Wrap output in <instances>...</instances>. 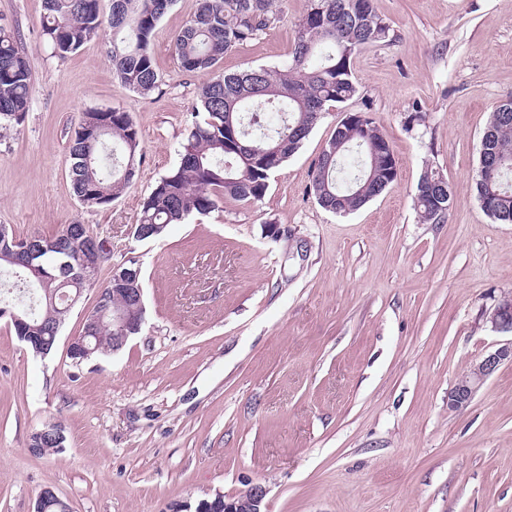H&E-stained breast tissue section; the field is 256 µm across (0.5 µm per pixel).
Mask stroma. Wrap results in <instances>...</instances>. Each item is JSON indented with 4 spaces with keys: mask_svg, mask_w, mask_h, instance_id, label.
<instances>
[{
    "mask_svg": "<svg viewBox=\"0 0 512 512\" xmlns=\"http://www.w3.org/2000/svg\"><path fill=\"white\" fill-rule=\"evenodd\" d=\"M374 4L392 40L355 56L356 96L324 113L265 197L140 241V204L179 164L207 80L183 72L172 47L197 0L159 21L162 82L147 97L113 78L109 29L61 58L41 38L42 0H0L33 83L23 123L0 129V224L21 238L86 225L112 252L98 283L138 267L145 306L123 349L79 364L67 344L96 289L46 358L0 319V512H34L48 487L72 512H183L253 485L267 512H512V365L448 408L457 378L505 340L486 317L512 291V224L484 212L473 178L490 113L512 98V0ZM308 7L278 0L220 71L284 68ZM112 108L131 116L144 158L120 198L89 208L72 190L68 142L84 112ZM352 112L375 118L398 179L338 215L309 186ZM429 167L453 197L436 224L414 208ZM53 423L63 448L35 455L31 433Z\"/></svg>",
    "mask_w": 512,
    "mask_h": 512,
    "instance_id": "1",
    "label": "stroma"
}]
</instances>
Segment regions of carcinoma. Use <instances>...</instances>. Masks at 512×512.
Returning <instances> with one entry per match:
<instances>
[{"mask_svg": "<svg viewBox=\"0 0 512 512\" xmlns=\"http://www.w3.org/2000/svg\"><path fill=\"white\" fill-rule=\"evenodd\" d=\"M174 0H112V75L125 88L148 96L159 88L151 43L161 18ZM274 0H199L194 15L178 31L173 49L180 67L211 78L192 108L189 131L180 146V163L144 198L137 223L150 224L154 239L167 226L192 214L204 215L226 199L259 201L274 172L309 136L327 107L358 92L353 59L364 48L385 42L390 27L374 0H310L281 70L246 69L215 73L233 46L266 28ZM42 38L52 53L65 58L98 36L100 0H43ZM32 95L31 72L14 30L0 23V123L19 125ZM234 126L250 146L241 159L224 144V128ZM354 135H335L323 149L311 174V194L325 210L347 214L380 195L398 178L389 141L373 118L355 114ZM144 156L139 132L129 113L119 109L84 113L69 146L70 178L75 195L89 208L121 197ZM444 176L423 172L414 194L424 222L447 216L452 194L440 184ZM476 199L495 221L512 224V99L491 113L480 143L474 178ZM29 278L28 321L53 336L67 319L63 304L48 302L47 292L62 280L41 283L33 272L13 261L12 246H0V269ZM98 351L112 350V326L90 339Z\"/></svg>", "mask_w": 512, "mask_h": 512, "instance_id": "cac0c4a2", "label": "carcinoma"}]
</instances>
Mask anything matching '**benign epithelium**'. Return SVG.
<instances>
[{"label":"benign epithelium","mask_w":512,"mask_h":512,"mask_svg":"<svg viewBox=\"0 0 512 512\" xmlns=\"http://www.w3.org/2000/svg\"><path fill=\"white\" fill-rule=\"evenodd\" d=\"M9 228L5 224L0 225V241H8ZM16 262L31 271L39 269L36 258L48 250V247L35 239H11ZM55 249L66 251L77 250L75 256L77 263L75 278L87 284L97 269L102 255L99 242L96 238L88 237L86 225L70 224L62 239L57 242ZM123 284L120 292L128 298L129 306L121 309L114 308L107 312V307L102 300H97L92 311L84 315L82 333L73 337L67 347L71 357H88L92 350L86 344V335L101 327L105 318L112 320V329L119 333L112 343V351L117 352L124 347L130 335L140 331L144 316L143 288L138 281V274L126 272L119 278ZM1 316L9 318L10 323L25 331L28 341L31 342L35 354L46 356L48 345L42 342L38 336V327L27 321L28 313L16 311H4ZM491 328L495 332L512 333V295L501 297L489 315ZM504 363L512 364V340L501 344L495 350L489 352L478 362L474 363L470 370L462 374L448 394V409L460 410L466 407L485 381ZM265 497V490L255 486L242 492L239 496L226 500L218 494L213 499L199 501L196 512H263L261 506Z\"/></svg>","instance_id":"7a95c632"}]
</instances>
